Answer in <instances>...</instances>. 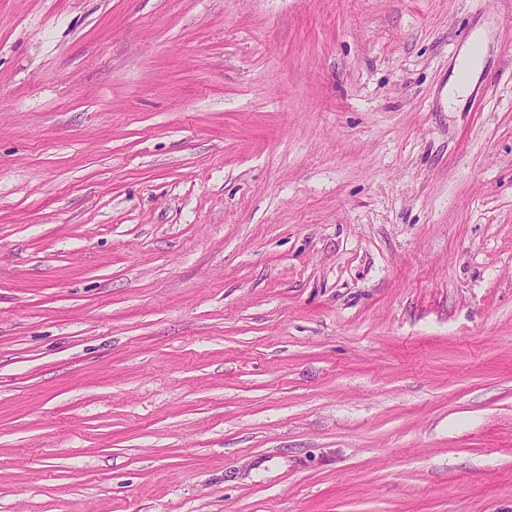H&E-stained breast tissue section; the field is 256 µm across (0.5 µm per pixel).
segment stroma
<instances>
[{"mask_svg": "<svg viewBox=\"0 0 512 512\" xmlns=\"http://www.w3.org/2000/svg\"><path fill=\"white\" fill-rule=\"evenodd\" d=\"M0 512H512V0H0Z\"/></svg>", "mask_w": 512, "mask_h": 512, "instance_id": "1", "label": "stroma"}]
</instances>
